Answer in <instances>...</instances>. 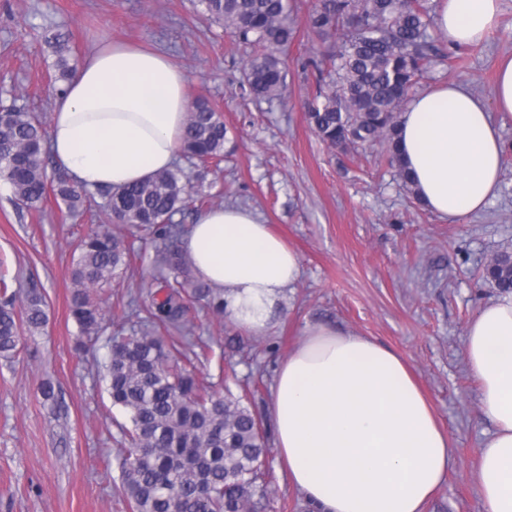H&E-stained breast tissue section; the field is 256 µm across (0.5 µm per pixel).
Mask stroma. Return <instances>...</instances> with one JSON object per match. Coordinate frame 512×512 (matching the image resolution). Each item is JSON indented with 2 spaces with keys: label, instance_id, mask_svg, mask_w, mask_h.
<instances>
[{
  "label": "stroma",
  "instance_id": "stroma-1",
  "mask_svg": "<svg viewBox=\"0 0 512 512\" xmlns=\"http://www.w3.org/2000/svg\"><path fill=\"white\" fill-rule=\"evenodd\" d=\"M287 54V92L252 99L241 85L251 50L209 19L200 0H0V102L23 96L51 114L52 35L65 34L78 65L103 39L143 44L169 55L184 71L189 97L218 107L227 128L224 161L195 190L209 205L252 208L300 257L301 275L287 289L262 335L239 330L228 315L189 304L190 338L205 343L197 377L218 393L240 397L267 416L278 363L305 326L324 323L372 337L399 354L418 382L456 452L457 465L425 512H484L471 481L477 450L492 424L479 405V382L465 366V328L497 288L483 267L512 247V121L501 128L500 190L481 212L448 222L410 198L382 146L346 153L329 149L308 125L303 103L317 89L306 60L313 44L306 14ZM451 62L422 79L418 92L457 80L491 101L497 63L512 56V0L481 43L451 48ZM105 216L71 217L47 197L21 210L0 181V263L22 286L36 285L48 322L23 334L18 355L0 359V512H129L120 481L122 425L103 379L109 337L130 333V297L158 289L166 269L148 231L116 225L134 254L128 272L102 293L111 309L103 337L79 350L69 301L73 249ZM51 380L55 400L40 387ZM264 467L271 512H313L293 487L276 450Z\"/></svg>",
  "mask_w": 512,
  "mask_h": 512
}]
</instances>
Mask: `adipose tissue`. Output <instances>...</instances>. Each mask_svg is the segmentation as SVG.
Listing matches in <instances>:
<instances>
[{"instance_id":"1","label":"adipose tissue","mask_w":512,"mask_h":512,"mask_svg":"<svg viewBox=\"0 0 512 512\" xmlns=\"http://www.w3.org/2000/svg\"><path fill=\"white\" fill-rule=\"evenodd\" d=\"M500 9L501 0H440L437 31L456 45L480 43ZM188 109L186 76L166 54L113 41L56 99L48 147L80 187L118 190L173 167ZM500 118L512 119V56L499 64L491 103L454 81L410 98L399 150L431 213L453 220L495 196ZM181 249L223 292L230 319L253 334L268 329L300 276L298 254L246 207L201 212ZM466 362L493 425L474 484L485 512H512V292L469 321ZM269 412L289 480L317 512H424L456 463L404 360L355 332L306 327L276 370Z\"/></svg>"}]
</instances>
